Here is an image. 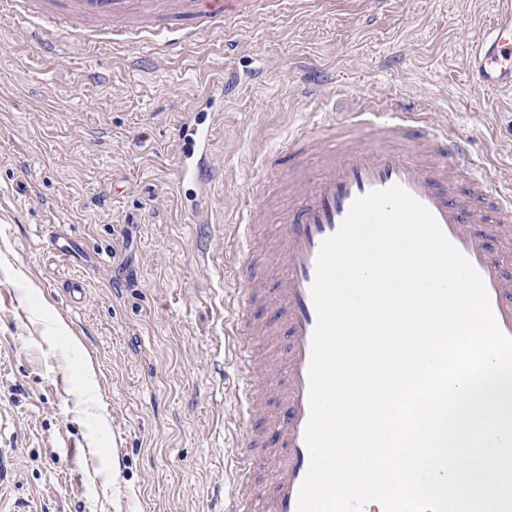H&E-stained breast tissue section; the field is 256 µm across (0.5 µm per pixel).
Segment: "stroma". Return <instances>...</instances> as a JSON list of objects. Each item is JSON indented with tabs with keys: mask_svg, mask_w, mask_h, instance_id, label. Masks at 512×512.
Segmentation results:
<instances>
[{
	"mask_svg": "<svg viewBox=\"0 0 512 512\" xmlns=\"http://www.w3.org/2000/svg\"><path fill=\"white\" fill-rule=\"evenodd\" d=\"M494 0H262L197 43L90 37L66 59L0 11V512H218L236 415L224 385L225 256L266 159L356 99L401 100L512 182V94L469 81ZM234 68L242 82L209 91ZM218 113L224 180L179 185L177 127ZM81 246L59 263L49 235ZM85 296L64 288L73 274Z\"/></svg>",
	"mask_w": 512,
	"mask_h": 512,
	"instance_id": "1",
	"label": "stroma"
}]
</instances>
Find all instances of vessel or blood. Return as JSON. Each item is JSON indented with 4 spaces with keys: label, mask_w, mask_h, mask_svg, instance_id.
I'll return each mask as SVG.
<instances>
[{
    "label": "vessel or blood",
    "mask_w": 512,
    "mask_h": 512,
    "mask_svg": "<svg viewBox=\"0 0 512 512\" xmlns=\"http://www.w3.org/2000/svg\"><path fill=\"white\" fill-rule=\"evenodd\" d=\"M257 0H173L172 11L189 16L190 27L164 23L158 37L173 45L214 32L232 18L255 9ZM151 15L153 0H60L56 9L32 14L31 22L50 24L62 14L74 34L90 24L110 34L128 29L132 9ZM469 79L496 91L512 90V0L466 43ZM215 120L181 124L186 144L178 156L179 178L210 193L219 179L213 163ZM288 166L272 161L269 173L285 188L288 203L270 209L248 205L232 264L244 288L229 294L236 337L232 359L239 418L233 444L235 484L224 494V512H297L299 487L309 468L304 440L309 417L308 367L317 323L310 288L321 242L334 234L353 201L374 189L403 186L425 204L446 236L482 276L500 329L512 336V268L504 262L512 238V185L498 184L489 165L473 156L467 140L435 125L427 113L399 105L384 111L364 106L299 130L286 146ZM280 225L271 260L279 270L267 287L255 268L260 230ZM261 305L271 319L251 320ZM275 414H267L268 406ZM275 451L276 478L259 502L250 498L254 460Z\"/></svg>",
    "instance_id": "1"
}]
</instances>
